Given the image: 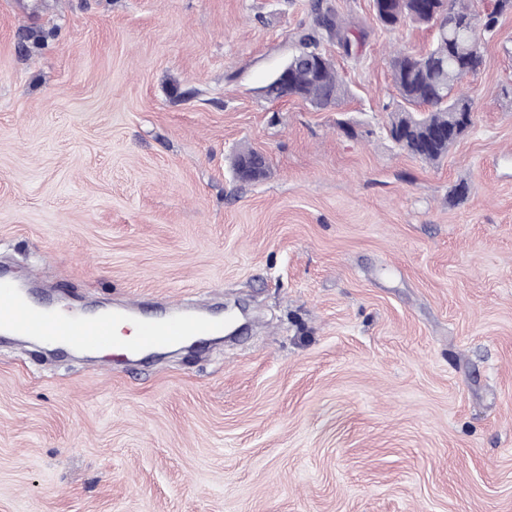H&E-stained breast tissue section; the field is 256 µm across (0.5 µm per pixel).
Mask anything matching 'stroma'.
I'll return each instance as SVG.
<instances>
[{"mask_svg": "<svg viewBox=\"0 0 512 512\" xmlns=\"http://www.w3.org/2000/svg\"><path fill=\"white\" fill-rule=\"evenodd\" d=\"M311 3L0 0V263L245 312L145 362L1 339L0 512H512V13L432 166L383 129L432 32L372 0H323L366 31L321 40L339 108L263 96ZM254 159L259 163V168L257 170L241 165V163H244L245 161L249 162ZM234 167L241 180L254 181L265 174L267 161L265 155L263 156L261 153L257 152L256 149L250 148L237 153L234 160Z\"/></svg>", "mask_w": 512, "mask_h": 512, "instance_id": "stroma-1", "label": "stroma"}]
</instances>
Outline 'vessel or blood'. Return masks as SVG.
<instances>
[{"instance_id": "vessel-or-blood-1", "label": "vessel or blood", "mask_w": 512, "mask_h": 512, "mask_svg": "<svg viewBox=\"0 0 512 512\" xmlns=\"http://www.w3.org/2000/svg\"><path fill=\"white\" fill-rule=\"evenodd\" d=\"M129 325L135 329L134 338L118 335V328ZM224 328L223 318L203 308H170L162 315L147 316L140 302L131 301L94 318L62 308L47 309L31 303L11 275L0 274V334L134 357L164 351L189 338L219 336Z\"/></svg>"}]
</instances>
